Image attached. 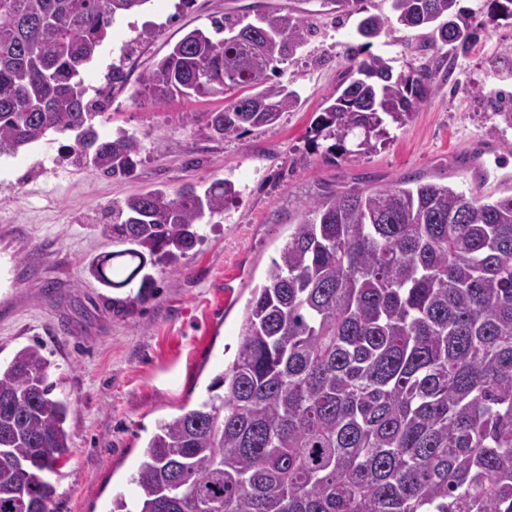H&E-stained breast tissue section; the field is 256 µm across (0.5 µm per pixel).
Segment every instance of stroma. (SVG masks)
<instances>
[{
	"label": "stroma",
	"instance_id": "stroma-1",
	"mask_svg": "<svg viewBox=\"0 0 512 512\" xmlns=\"http://www.w3.org/2000/svg\"><path fill=\"white\" fill-rule=\"evenodd\" d=\"M322 0H148L113 21L98 55L82 73L87 96L105 103L99 129H122L140 142L130 178L80 169L66 158L67 136L46 137L0 161V254L17 252L10 282H0V360L37 344L58 369L57 395L71 403V453L49 480L50 512H107L131 477L159 419L194 408L231 363L241 340L244 309L272 257L288 240L308 203L350 189L406 180L452 185L480 198L512 194V183L476 185L464 170L475 141L497 119L475 88L499 86L492 59L512 44V23L487 0H461L478 39L466 50L444 48L439 88L403 127L370 155L330 154L311 128L346 66L358 14L327 12ZM314 27L307 45L283 65L282 82L299 105L276 126L234 140L211 138L200 117L223 109L218 97L154 102L140 97L138 79L186 32L227 12L256 15L271 8ZM152 30L149 42L138 35ZM416 32L400 27L374 39L372 54L396 70L422 64L407 45ZM123 65L124 87L112 84ZM225 179L238 194L214 216L205 238L178 272H154L153 295L125 316L113 314V289L89 272L112 249L97 225L110 223L113 203L155 188Z\"/></svg>",
	"mask_w": 512,
	"mask_h": 512
}]
</instances>
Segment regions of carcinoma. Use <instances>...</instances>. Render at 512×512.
<instances>
[{"mask_svg":"<svg viewBox=\"0 0 512 512\" xmlns=\"http://www.w3.org/2000/svg\"><path fill=\"white\" fill-rule=\"evenodd\" d=\"M149 0H0V153L70 132L71 163L133 174L140 143L101 135L81 71L118 15ZM460 0H391L392 23L429 30L408 72L351 48L315 137L370 155L430 96L444 47L473 37ZM303 18L226 13L195 28L141 76V94L253 93L208 113L217 140L272 127L297 91L273 80L308 43ZM512 127V91H477ZM352 148H347L346 143ZM237 195L222 179L137 193L98 225L115 250L92 266L127 315L152 297L148 268L177 272L205 218ZM53 363L25 346L0 364V512H48L46 475L68 457L70 402ZM109 512H512V196L445 184L354 189L307 206L252 291L237 354L197 407L162 418Z\"/></svg>","mask_w":512,"mask_h":512,"instance_id":"carcinoma-1","label":"carcinoma"}]
</instances>
